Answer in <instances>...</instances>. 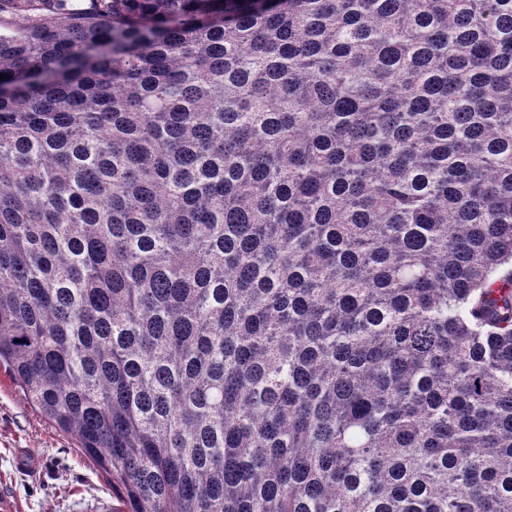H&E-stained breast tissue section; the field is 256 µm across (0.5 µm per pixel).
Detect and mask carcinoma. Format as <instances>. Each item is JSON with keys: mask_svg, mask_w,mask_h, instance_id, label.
<instances>
[{"mask_svg": "<svg viewBox=\"0 0 512 512\" xmlns=\"http://www.w3.org/2000/svg\"><path fill=\"white\" fill-rule=\"evenodd\" d=\"M0 366L122 512H512V0H0Z\"/></svg>", "mask_w": 512, "mask_h": 512, "instance_id": "1", "label": "carcinoma"}]
</instances>
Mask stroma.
Segmentation results:
<instances>
[{
    "label": "stroma",
    "instance_id": "35a3bbf8",
    "mask_svg": "<svg viewBox=\"0 0 512 512\" xmlns=\"http://www.w3.org/2000/svg\"><path fill=\"white\" fill-rule=\"evenodd\" d=\"M12 512H90L119 508L106 474L28 402L0 368V501Z\"/></svg>",
    "mask_w": 512,
    "mask_h": 512
}]
</instances>
